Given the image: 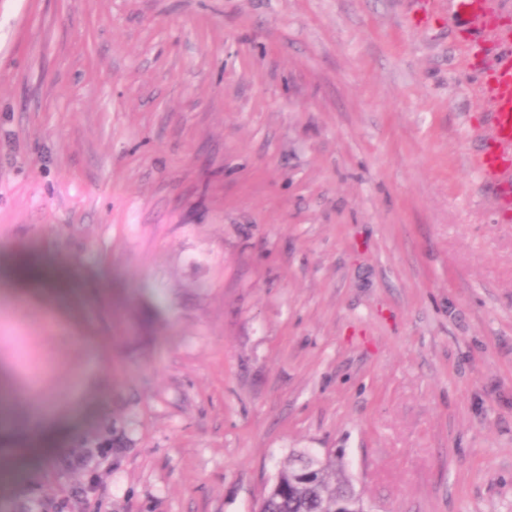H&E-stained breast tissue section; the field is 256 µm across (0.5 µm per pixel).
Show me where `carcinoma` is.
Masks as SVG:
<instances>
[{"label":"carcinoma","mask_w":512,"mask_h":512,"mask_svg":"<svg viewBox=\"0 0 512 512\" xmlns=\"http://www.w3.org/2000/svg\"><path fill=\"white\" fill-rule=\"evenodd\" d=\"M306 457L283 466L267 492L262 512H349L355 498L353 485L341 475L336 460L329 458L316 465L312 477L294 490L298 473L306 467Z\"/></svg>","instance_id":"obj_1"}]
</instances>
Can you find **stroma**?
Segmentation results:
<instances>
[{"label": "stroma", "mask_w": 512, "mask_h": 512, "mask_svg": "<svg viewBox=\"0 0 512 512\" xmlns=\"http://www.w3.org/2000/svg\"><path fill=\"white\" fill-rule=\"evenodd\" d=\"M488 8L0 0V360L59 411L0 512H258L305 450L371 512H512ZM13 277L27 285H49L52 279L49 273L39 265L23 263L12 270Z\"/></svg>", "instance_id": "stroma-1"}]
</instances>
